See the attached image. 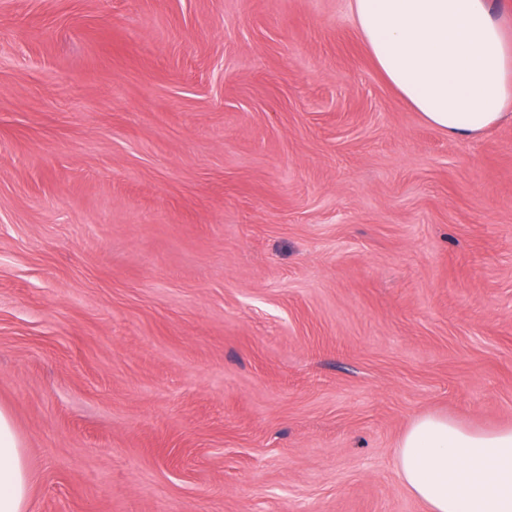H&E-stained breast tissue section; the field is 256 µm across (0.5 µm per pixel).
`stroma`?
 Here are the masks:
<instances>
[{
  "label": "stroma",
  "instance_id": "obj_1",
  "mask_svg": "<svg viewBox=\"0 0 512 512\" xmlns=\"http://www.w3.org/2000/svg\"><path fill=\"white\" fill-rule=\"evenodd\" d=\"M0 406L28 512H426L407 426H512V121L349 0H0Z\"/></svg>",
  "mask_w": 512,
  "mask_h": 512
}]
</instances>
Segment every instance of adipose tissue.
<instances>
[{
	"mask_svg": "<svg viewBox=\"0 0 512 512\" xmlns=\"http://www.w3.org/2000/svg\"><path fill=\"white\" fill-rule=\"evenodd\" d=\"M378 70L426 122L476 137L512 116V27L490 0H351ZM396 464L427 512H512V427L481 429L441 414L416 418ZM32 475L0 408V512H28Z\"/></svg>",
	"mask_w": 512,
	"mask_h": 512,
	"instance_id": "adipose-tissue-1",
	"label": "adipose tissue"
}]
</instances>
